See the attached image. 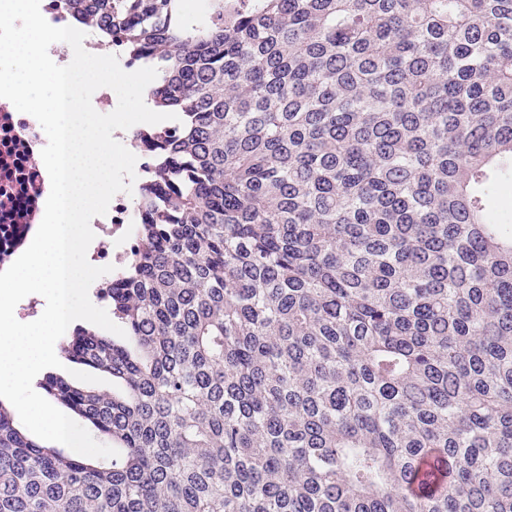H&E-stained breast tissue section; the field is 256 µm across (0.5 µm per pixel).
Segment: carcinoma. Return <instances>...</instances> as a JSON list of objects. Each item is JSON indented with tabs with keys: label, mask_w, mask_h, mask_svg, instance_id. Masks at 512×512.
Masks as SVG:
<instances>
[{
	"label": "carcinoma",
	"mask_w": 512,
	"mask_h": 512,
	"mask_svg": "<svg viewBox=\"0 0 512 512\" xmlns=\"http://www.w3.org/2000/svg\"><path fill=\"white\" fill-rule=\"evenodd\" d=\"M179 120L0 512H512V0H61ZM56 356L57 358L59 359V361L68 369H71V370H76V371H81V372H85V373H88V374H92V375H95V376H98V377H101L103 378L104 380H106L108 383L107 384H90V383H85V382H82V381H79L77 380L75 377H73L66 369H63V368H57V367H49V368H46L44 370H42L34 379L33 381V387H34V390L39 394L41 395L43 398H45L47 401H49L52 405H54L56 408H58L60 411H62L64 414H66L67 416H69L71 419H73L74 421H76L78 424H80L81 426H83L91 435L92 437L98 441L99 443H102V444H105V445H108V446H111L110 442L108 441V439L103 436L102 434L98 433L97 431H95L92 427H90V425L85 421L83 420L82 418L76 416L75 414H73L72 412H70L65 406L61 405L59 402H57L56 400H54L53 398L49 397L45 391L41 388L40 386V382L41 380L44 378V376L46 375H49V374H54V375H57V376H61L63 377L64 379L68 380L69 382H72L74 384H77V385H80V386H84V387H88V388H92V389H95L96 391H99V392H102V393H108V394H112V379L100 372H97V371H93V370H89V369H85L84 367L82 366H79V365H76V364H73L71 362H69L68 360H66L64 357H62L59 352L57 353L56 352Z\"/></svg>",
	"instance_id": "obj_1"
}]
</instances>
